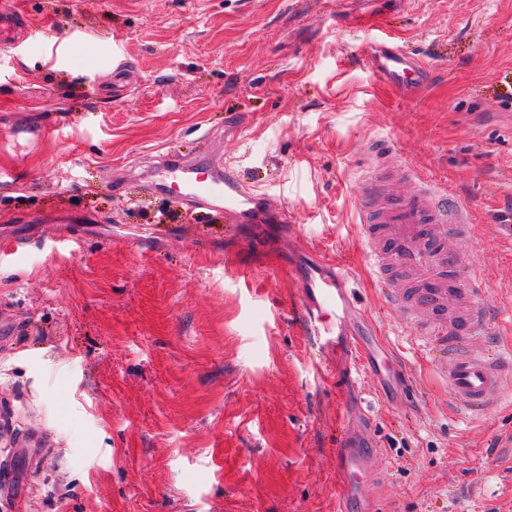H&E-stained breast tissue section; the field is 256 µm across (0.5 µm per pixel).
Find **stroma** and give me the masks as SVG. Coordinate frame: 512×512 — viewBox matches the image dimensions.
Masks as SVG:
<instances>
[{
  "instance_id": "stroma-1",
  "label": "stroma",
  "mask_w": 512,
  "mask_h": 512,
  "mask_svg": "<svg viewBox=\"0 0 512 512\" xmlns=\"http://www.w3.org/2000/svg\"><path fill=\"white\" fill-rule=\"evenodd\" d=\"M17 3L0 512H334L346 428L381 452L362 477L378 512H512V383L487 418L456 410L357 222L387 141L470 210L453 249L490 318L470 342L512 346V0ZM384 33L428 63L421 88L361 62ZM170 152L224 160L293 234L151 189ZM306 242L347 270L370 325L358 355H321L300 321L288 255Z\"/></svg>"
}]
</instances>
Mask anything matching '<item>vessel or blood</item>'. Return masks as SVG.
I'll list each match as a JSON object with an SVG mask.
<instances>
[{"label":"vessel or blood","instance_id":"vessel-or-blood-1","mask_svg":"<svg viewBox=\"0 0 512 512\" xmlns=\"http://www.w3.org/2000/svg\"><path fill=\"white\" fill-rule=\"evenodd\" d=\"M24 18L0 0V38L10 39L23 28ZM364 60L380 83L408 91L419 84L423 65L393 41L373 40L361 48ZM167 175L156 183L159 191L180 198L195 208L234 217L242 224H284V211L268 208L265 199L246 191L231 168L220 162L200 164L171 154ZM362 238L380 281L387 283L391 307L414 318L424 347L447 380L457 408L468 416L489 413L496 393L512 382V351L500 353L470 345L473 336L486 335L488 313L477 298L475 282L457 275L456 255L449 241L466 238L471 224L465 210L450 203L445 193L421 186L415 192L395 194L382 175H373L359 206ZM308 261L299 268L305 323L318 347L333 352L346 322L360 311L346 272L335 259L303 247ZM408 278L405 288L394 287ZM465 295V308L448 315V299ZM336 512H349V495L361 488L363 473L372 468L371 453L351 443L341 448Z\"/></svg>","mask_w":512,"mask_h":512}]
</instances>
